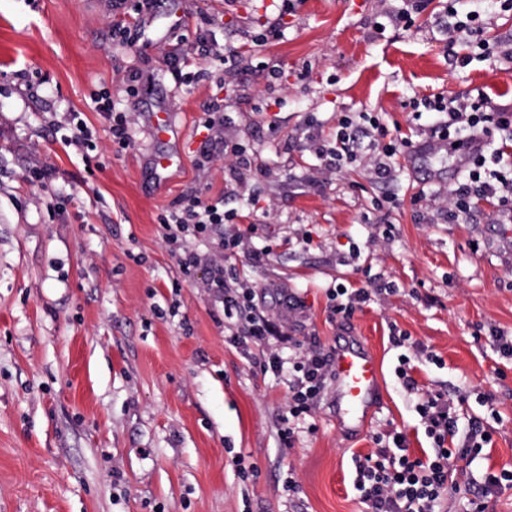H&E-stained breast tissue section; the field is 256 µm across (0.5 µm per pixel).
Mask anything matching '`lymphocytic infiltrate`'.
Listing matches in <instances>:
<instances>
[{"instance_id": "obj_1", "label": "lymphocytic infiltrate", "mask_w": 512, "mask_h": 512, "mask_svg": "<svg viewBox=\"0 0 512 512\" xmlns=\"http://www.w3.org/2000/svg\"><path fill=\"white\" fill-rule=\"evenodd\" d=\"M423 105L445 115L440 136L446 140L450 139L452 128L459 124L469 128L474 141H488L500 131L512 133V108L494 104L482 94L474 98L436 96L424 99ZM378 126V121L374 120L369 129H358L352 116H340L334 145L315 147L321 161L318 175L331 173L343 159L363 154L376 178L393 179L396 175L394 158L400 146L396 143L379 146L370 141L371 130ZM490 160L494 161L495 170H486L485 165ZM449 198V218L470 216L479 203L485 201L495 207L498 223L511 224L512 143L500 142L492 155L481 153L472 158L463 180L456 182ZM229 221V215L219 204L188 194L180 199L177 208L158 217L163 237L179 252L181 269L187 276L200 259L179 238V230L191 226L197 233L204 234L209 226ZM251 239L252 232L248 229L224 233L208 260L209 273L202 286L212 292L216 301L223 303L225 319L244 316L240 331L232 337L233 343H250L261 348L264 353L262 370L275 376L287 375L283 439L289 443L299 423L312 414L328 386L331 356L314 346L290 358L282 356L275 344L281 334L279 324L269 319L256 292L225 263L227 255L249 251ZM398 362L396 372L404 389L417 397L415 411L431 441V450L414 455L408 447L406 434L395 428L375 436V450L355 458V488L367 507L366 512H445L444 505L452 494L463 500L459 512H490L493 497L503 489L512 488V471L504 469L497 474H484L480 479L475 477L474 465L488 445V429L483 417L472 415L468 420H461L458 406L466 402V395L451 398L424 390L412 375L411 357L400 355Z\"/></svg>"}]
</instances>
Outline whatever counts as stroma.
Listing matches in <instances>:
<instances>
[{"label": "stroma", "mask_w": 512, "mask_h": 512, "mask_svg": "<svg viewBox=\"0 0 512 512\" xmlns=\"http://www.w3.org/2000/svg\"><path fill=\"white\" fill-rule=\"evenodd\" d=\"M449 5L421 0L402 27L388 22L398 0H127L141 22L121 37L106 0H0V512H365L353 457L374 434L394 425L413 451L430 446L395 374L396 333L421 348L423 389L467 393L464 414L486 418L478 473L512 470V362L488 335L512 334V223L485 202L453 224L447 204L415 203L453 185L450 156H398L385 185L356 164L309 179L307 137L333 145L340 114L371 113L386 141L416 143L442 120L423 97L512 106V11L453 4L477 13L498 47L488 56L449 36ZM203 36L208 79L167 62ZM104 94L130 145L113 141ZM218 98L224 124L209 133ZM166 112L173 130L154 134ZM78 120L85 149L68 142ZM190 193L255 225L257 256L227 263L271 319L300 301L293 343L328 352L353 336L373 352L379 400L359 431L331 386L284 444L286 378L227 342L222 303L162 239L158 215ZM373 273L395 292L333 318L329 289Z\"/></svg>", "instance_id": "obj_1"}]
</instances>
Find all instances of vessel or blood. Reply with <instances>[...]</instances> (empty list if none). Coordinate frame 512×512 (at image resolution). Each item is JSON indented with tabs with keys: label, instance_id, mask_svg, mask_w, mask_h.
<instances>
[{
	"label": "vessel or blood",
	"instance_id": "b4317fda",
	"mask_svg": "<svg viewBox=\"0 0 512 512\" xmlns=\"http://www.w3.org/2000/svg\"><path fill=\"white\" fill-rule=\"evenodd\" d=\"M333 373L336 390L344 404L343 414L347 422H354L376 399L379 365L369 350L341 345L335 349Z\"/></svg>",
	"mask_w": 512,
	"mask_h": 512
}]
</instances>
